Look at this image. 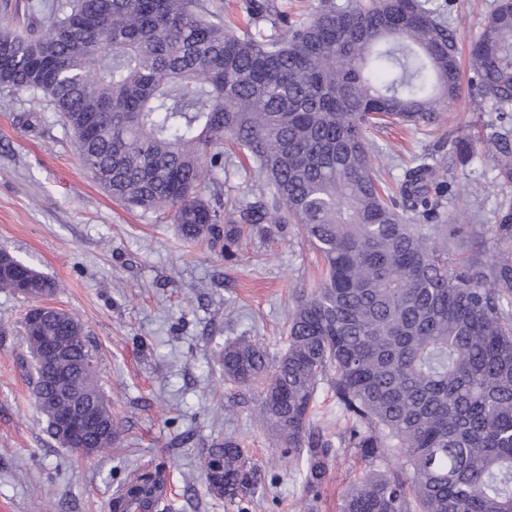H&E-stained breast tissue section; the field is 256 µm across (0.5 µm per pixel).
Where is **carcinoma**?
<instances>
[{"label": "carcinoma", "mask_w": 512, "mask_h": 512, "mask_svg": "<svg viewBox=\"0 0 512 512\" xmlns=\"http://www.w3.org/2000/svg\"><path fill=\"white\" fill-rule=\"evenodd\" d=\"M249 14L288 28L256 0ZM0 87L47 100L86 169H112L114 200L171 215L188 240L222 237L232 255L257 224L300 225L324 276L289 312L285 350L273 359L242 336L220 365L258 396L280 458L305 461L306 494L319 496L336 444L365 462L342 512H512V198L460 261L440 223L451 183L420 156L385 193L366 139L378 124L429 125L460 97L455 31L435 0H327L285 36L238 33L209 0H62L40 36L0 30ZM468 89L495 113L483 144L511 183L512 0H496L470 45ZM226 139L267 185L230 210L199 195L201 160L224 169ZM54 288L18 258L0 272L10 292ZM22 331L34 360L50 339L70 352L69 388L112 426L89 445L112 450L119 426L79 320L30 310ZM32 379L54 437L69 406L36 363ZM323 385L346 420L334 441L314 417ZM203 475L230 503L256 490L230 436L206 450ZM125 489L138 499L161 484L132 472Z\"/></svg>", "instance_id": "cac0c4a2"}]
</instances>
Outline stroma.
I'll return each mask as SVG.
<instances>
[{"label":"stroma","mask_w":512,"mask_h":512,"mask_svg":"<svg viewBox=\"0 0 512 512\" xmlns=\"http://www.w3.org/2000/svg\"><path fill=\"white\" fill-rule=\"evenodd\" d=\"M493 5L451 0L460 52ZM24 116L29 125H21ZM490 118L465 91L432 126L367 131L389 186L423 154L448 167L456 195L444 218L460 245L474 225L494 224L498 201L512 196V184L496 181L491 156L456 159V138L479 140ZM264 187L240 150L228 146L202 197L239 206ZM0 249L56 282L48 302L77 318L97 345L98 377L121 427L119 442L102 457H83L48 436L21 336L29 302L0 289V512H111L134 470L159 471L157 512H340L346 484L364 470L352 449L309 503L302 467L276 461L266 431L253 421L252 396H237L236 413L224 412L225 341L249 336L279 356L289 311L319 282V259L295 225L252 234L237 259L225 258L223 242L184 239L170 216L112 199L48 102L0 88ZM227 436L244 440L259 480L252 499L233 504L213 497L202 476L207 448Z\"/></svg>","instance_id":"1"}]
</instances>
